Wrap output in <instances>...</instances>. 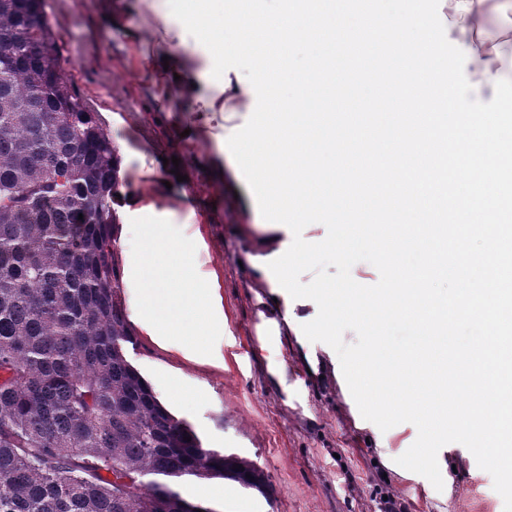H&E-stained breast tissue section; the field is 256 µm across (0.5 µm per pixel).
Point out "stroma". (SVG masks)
I'll list each match as a JSON object with an SVG mask.
<instances>
[{"instance_id": "stroma-1", "label": "stroma", "mask_w": 512, "mask_h": 512, "mask_svg": "<svg viewBox=\"0 0 512 512\" xmlns=\"http://www.w3.org/2000/svg\"><path fill=\"white\" fill-rule=\"evenodd\" d=\"M47 11L63 47V68L113 142L128 145L131 167L144 164L162 175L166 158L212 151L202 132L204 106L168 94L167 76L151 66L163 46L191 73L210 60V52L176 18L162 22L145 8L117 25L101 0H47ZM155 112L167 113V124L155 123ZM187 126L199 128V135L179 138V129ZM210 178L206 170H191L186 181L172 182L167 194L176 201L175 223L200 224L207 250L199 260L219 276L224 362L187 361L139 333L128 349L141 373L177 369L189 379L185 403L172 411L205 447L236 454L269 474L274 492L268 498L207 480L210 512H380L390 495L405 504V512H504L491 475L461 444H449L443 454L455 468L450 482L427 469L411 480L392 473L377 452L378 427H356L325 343L283 328L264 329L268 297L245 261L252 235L233 197L213 196ZM310 351L321 363L315 375L304 358ZM283 363L284 380L277 374Z\"/></svg>"}]
</instances>
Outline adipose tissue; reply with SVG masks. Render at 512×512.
Segmentation results:
<instances>
[{
    "label": "adipose tissue",
    "mask_w": 512,
    "mask_h": 512,
    "mask_svg": "<svg viewBox=\"0 0 512 512\" xmlns=\"http://www.w3.org/2000/svg\"><path fill=\"white\" fill-rule=\"evenodd\" d=\"M448 14L449 36L457 44L471 82L479 86L482 101H491L492 81L512 79V0H442ZM225 151L195 155L192 166H203L213 176L210 187L223 195L233 187L241 199L245 220L254 221L255 208L246 184L225 176ZM128 190L119 199L125 218L124 264L121 282L132 322L141 333L183 353L193 362L217 363L219 353L210 341L224 335V300L215 271L203 269L197 256L206 244L197 225L175 224L173 211L159 191L164 179L153 169L128 172ZM286 229L266 226L255 241L248 260L258 287L268 289L271 312L286 328L303 324L287 302L286 272L299 261H309L306 244L288 246Z\"/></svg>",
    "instance_id": "ef3b65f1"
}]
</instances>
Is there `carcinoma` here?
<instances>
[{"label":"carcinoma","mask_w":512,"mask_h":512,"mask_svg":"<svg viewBox=\"0 0 512 512\" xmlns=\"http://www.w3.org/2000/svg\"><path fill=\"white\" fill-rule=\"evenodd\" d=\"M61 56L46 0H0V512H189L187 477L268 497L127 358L119 160Z\"/></svg>","instance_id":"obj_1"}]
</instances>
